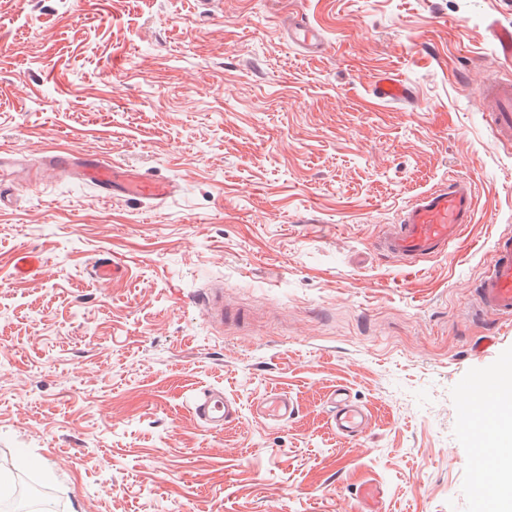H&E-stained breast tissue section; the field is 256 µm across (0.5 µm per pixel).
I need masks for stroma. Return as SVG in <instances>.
<instances>
[{
	"instance_id": "1",
	"label": "stroma",
	"mask_w": 512,
	"mask_h": 512,
	"mask_svg": "<svg viewBox=\"0 0 512 512\" xmlns=\"http://www.w3.org/2000/svg\"><path fill=\"white\" fill-rule=\"evenodd\" d=\"M323 32L309 59L290 18ZM512 0H0V151L97 152L179 181L172 200L103 201L69 179L0 210V480L36 477L59 512H476L458 411L490 347L470 288L512 227V144L480 90L499 71L490 22ZM388 72L411 104L378 101ZM459 175L478 221L415 269L371 241L421 191ZM35 250L42 275L14 279ZM117 256L126 277L92 276ZM221 282L252 310L217 332L196 296ZM370 428L349 442L328 397ZM220 388L241 407L214 432L189 411ZM287 392L295 419L254 404ZM332 415L330 425L339 438L358 441L369 427V415L344 386L336 387L330 395Z\"/></svg>"
}]
</instances>
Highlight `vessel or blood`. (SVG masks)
I'll list each match as a JSON object with an SVG mask.
<instances>
[{
    "label": "vessel or blood",
    "instance_id": "obj_1",
    "mask_svg": "<svg viewBox=\"0 0 512 512\" xmlns=\"http://www.w3.org/2000/svg\"><path fill=\"white\" fill-rule=\"evenodd\" d=\"M489 33L503 60L512 63V26L491 24ZM288 39L303 53L322 55L326 49L320 28L300 19L288 29ZM373 94L376 99L389 103L411 101L413 92L389 73L375 77ZM482 97L490 100L491 112L486 115L493 130L495 143L512 142V76L498 75L483 87ZM66 178L90 187L103 200L162 202L176 196L180 184L173 179H158L147 173L135 172L103 155L90 152L48 151L38 158H30L23 151L0 152V208L12 204L9 185L19 184L39 190L48 178ZM476 188L466 177H453L448 182L419 193L403 207L396 223L372 242L375 251L384 259L414 268L421 261L447 254L460 238L466 225L476 223ZM44 269L42 255L36 251H23L16 257L14 275L19 279L35 278ZM95 277L113 282L125 278L124 265L109 257L98 258L93 265ZM203 315L220 325L229 320H241L224 302V291L208 288L196 299ZM470 303L475 319L488 324L490 331L485 342H492L491 330L503 321L512 319V232L503 231L495 237L492 259L471 290ZM512 378V364L502 365L498 371L471 377L462 390L459 412L470 425L474 447L469 464L475 473H483L490 456L487 439L492 426L512 416V410L492 404V397L506 379ZM332 415L330 425L339 438L357 441L369 427L365 408L343 386L330 395ZM194 417L207 428L222 431L236 421L240 406L227 397L223 390L206 389L197 393L191 405ZM256 414L265 419L283 422L295 417L297 408L284 393H268L255 407Z\"/></svg>",
    "mask_w": 512,
    "mask_h": 512
}]
</instances>
